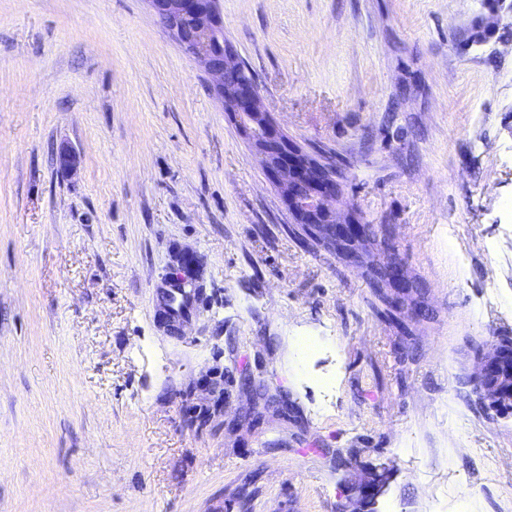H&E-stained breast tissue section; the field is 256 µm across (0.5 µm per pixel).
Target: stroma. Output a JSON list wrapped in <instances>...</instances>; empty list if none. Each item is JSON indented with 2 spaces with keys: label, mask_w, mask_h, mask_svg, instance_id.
<instances>
[{
  "label": "stroma",
  "mask_w": 512,
  "mask_h": 512,
  "mask_svg": "<svg viewBox=\"0 0 512 512\" xmlns=\"http://www.w3.org/2000/svg\"><path fill=\"white\" fill-rule=\"evenodd\" d=\"M221 10L428 316L293 237L147 0H0V512H338L383 463L374 512H512V415L475 393L512 338V0Z\"/></svg>",
  "instance_id": "obj_1"
}]
</instances>
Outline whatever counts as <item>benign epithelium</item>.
Segmentation results:
<instances>
[{
  "label": "benign epithelium",
  "instance_id": "1",
  "mask_svg": "<svg viewBox=\"0 0 512 512\" xmlns=\"http://www.w3.org/2000/svg\"><path fill=\"white\" fill-rule=\"evenodd\" d=\"M156 16L194 58L204 64L214 77V92L224 112L235 121L261 158L271 183L280 191L295 224H320L322 242L339 251L347 266L360 268L364 262L361 244L366 237L357 214L341 212L336 203L342 195L340 167L330 157L319 156L289 139L260 103L253 80L242 78L244 65L224 39V25L219 13L220 0H148ZM388 279L398 288L406 287L410 278L403 264L391 258L384 262ZM512 379V362L496 345L481 353L476 376L481 404L499 415L512 409V386L503 391L499 382ZM383 466L352 483L354 495L344 512H364V504L378 498L387 481L380 478Z\"/></svg>",
  "mask_w": 512,
  "mask_h": 512
}]
</instances>
